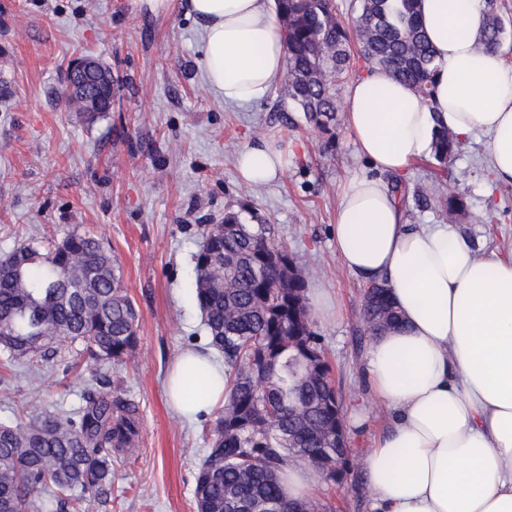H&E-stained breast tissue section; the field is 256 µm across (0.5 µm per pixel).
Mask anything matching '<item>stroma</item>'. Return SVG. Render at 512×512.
<instances>
[{"mask_svg":"<svg viewBox=\"0 0 512 512\" xmlns=\"http://www.w3.org/2000/svg\"><path fill=\"white\" fill-rule=\"evenodd\" d=\"M199 25L181 0L154 13L134 0H0V260L19 244L48 245L76 231L100 239L121 265L141 313L138 345L122 363L62 344L38 368L0 364V423L38 406L70 411L88 389L131 402L135 441L112 457V485L97 512H197L195 480L216 411L188 421L165 398L170 362L208 348L192 299L199 227L238 214L265 224L308 271L311 319L342 396L348 446L358 464L342 485L311 493L334 512H366L360 466L390 414L372 393L371 344L357 324L362 282L336 254L340 195L354 176L374 175L345 113L331 133L307 126L274 84L249 107L225 106L201 70ZM90 56L110 67L112 109L88 121L68 111L71 64ZM484 135L461 140L448 164L412 162L389 185L405 189L406 223L444 224L437 198L459 194L456 229L480 254L512 252V186L491 180ZM249 145H275L287 159L278 179L245 182L236 167Z\"/></svg>","mask_w":512,"mask_h":512,"instance_id":"1","label":"stroma"}]
</instances>
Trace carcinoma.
Segmentation results:
<instances>
[{"instance_id":"obj_1","label":"carcinoma","mask_w":512,"mask_h":512,"mask_svg":"<svg viewBox=\"0 0 512 512\" xmlns=\"http://www.w3.org/2000/svg\"><path fill=\"white\" fill-rule=\"evenodd\" d=\"M275 6L287 49L284 93L319 132L336 121V87L350 77L356 53L430 102L437 67L419 0H360L348 17L334 0H275ZM486 7L477 47L498 52L506 29L495 0ZM84 81L115 94L103 64ZM64 96L72 112L105 113L84 94ZM457 145L447 127L437 128L435 160L448 163ZM438 203L450 217L465 211L459 195ZM201 237L193 298L208 345L224 356L225 391L198 469L197 512H237L245 505L254 512H325L319 501H291L282 491L290 465L320 470L339 462L347 473L353 466L349 449L336 447L341 408L327 402L332 367L306 305L307 273L270 228L244 224L233 212L201 225ZM397 320L389 287L376 284L363 297L360 330L376 336ZM139 321L117 259L89 235L72 232L47 248L22 244L0 261V349L10 361L36 366L67 341L98 359L123 362L137 348ZM84 400L76 412L33 409L14 424H0V512H33L46 493L63 506L73 500L82 512L96 508L112 480V448L125 441L133 410L102 392Z\"/></svg>"}]
</instances>
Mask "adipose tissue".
<instances>
[{"label": "adipose tissue", "mask_w": 512, "mask_h": 512, "mask_svg": "<svg viewBox=\"0 0 512 512\" xmlns=\"http://www.w3.org/2000/svg\"><path fill=\"white\" fill-rule=\"evenodd\" d=\"M201 24L204 80L225 105L249 107L281 79L286 48L273 0H186ZM436 51L431 103L375 69L344 100L361 154L396 174L428 157L443 125L455 136L486 135L494 180L512 185V67L476 49L485 0H421ZM273 146L238 155L241 177L269 182L284 170ZM336 252L364 281L382 280L402 323L371 343L366 370L391 415L365 458L368 512H512V255L478 256L446 224L412 227L382 180L344 188ZM207 366L201 395L186 389L187 364ZM167 396L193 418L224 400V368L208 354L178 356Z\"/></svg>", "instance_id": "adipose-tissue-1"}]
</instances>
